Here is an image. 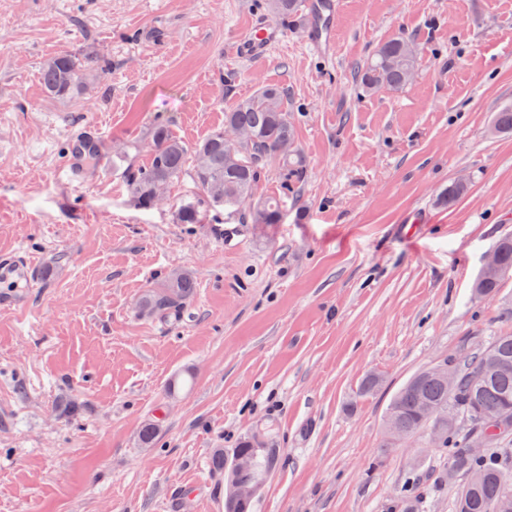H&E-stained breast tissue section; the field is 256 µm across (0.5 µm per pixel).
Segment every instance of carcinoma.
<instances>
[{"instance_id":"obj_1","label":"carcinoma","mask_w":512,"mask_h":512,"mask_svg":"<svg viewBox=\"0 0 512 512\" xmlns=\"http://www.w3.org/2000/svg\"><path fill=\"white\" fill-rule=\"evenodd\" d=\"M273 15L283 24L300 15V0H269ZM419 46L408 36L385 41L371 58L357 66L359 86L373 94L399 90L413 82L417 74ZM109 68L90 58L79 59L63 51L48 58L41 67L45 92L58 99L79 95L89 77L103 79ZM490 132H512V105L495 113ZM143 166H126L123 172L128 196L148 210L165 198L172 183L190 174L201 192V200L180 207L182 224H200L203 206H220L224 212L255 224H279L284 217L283 200L266 197L262 176L274 162L282 164V183L291 191L306 173V160L298 150L294 118L284 91L265 85L253 96L238 100L224 113V128L187 148L168 126L154 125L146 146ZM502 269L512 276V237L496 246ZM505 276V277H507ZM505 277L481 274L473 283L478 300L493 298ZM196 282L187 272L173 273L159 285L145 290L140 308L148 316L168 322L179 317L191 299ZM458 387L431 374L420 373L393 396L386 409V421L403 433L414 434L426 427L434 445L450 450L448 467L465 478V485L454 502V512H512V474L505 471L502 456L512 441V335L495 336L472 356L455 364ZM433 406L424 419L422 408ZM505 420L507 429L488 438L485 451L470 452L472 438L484 431V421ZM279 450L262 448L249 438L232 449L230 456L217 452L211 461V474L221 475L237 467L238 479L250 481L257 471H272L278 464Z\"/></svg>"}]
</instances>
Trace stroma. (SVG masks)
<instances>
[{
    "label": "stroma",
    "mask_w": 512,
    "mask_h": 512,
    "mask_svg": "<svg viewBox=\"0 0 512 512\" xmlns=\"http://www.w3.org/2000/svg\"><path fill=\"white\" fill-rule=\"evenodd\" d=\"M341 3L331 54L298 18L250 61L232 43L266 0H0V254L34 263L0 287L19 300L0 307V512H224L209 459L244 437L280 450L253 512H402L411 484L423 512H453L447 453L425 430L392 442L385 412L416 373L512 334V278L472 294L512 236V134L489 132L512 103V0ZM400 33L415 81L363 93L356 66ZM60 51L112 69L49 97ZM266 84L308 160L283 223H180L188 176L153 209L129 199L154 125L194 144ZM92 125L131 151L80 158L68 183L67 133ZM179 269L196 279L180 317L146 316L139 297ZM496 249L499 253L501 267L507 272V276L480 273L472 287L474 297L478 300L492 299L497 294L502 282L512 276V237L507 236L501 239ZM482 269L506 274L499 268L498 257L495 250H492V252L487 255Z\"/></svg>",
    "instance_id": "1"
}]
</instances>
